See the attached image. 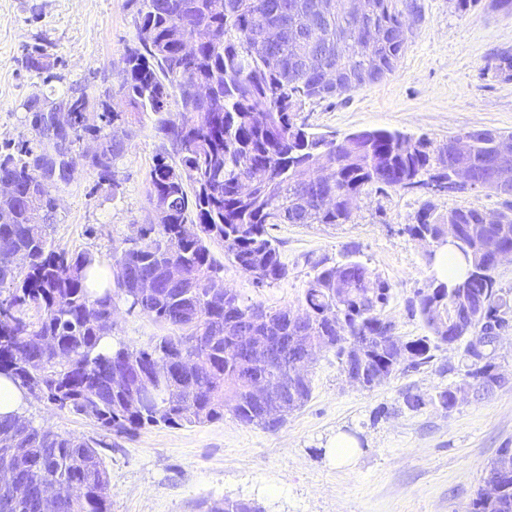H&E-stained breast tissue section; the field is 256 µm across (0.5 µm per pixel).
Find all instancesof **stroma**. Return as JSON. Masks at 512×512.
I'll use <instances>...</instances> for the list:
<instances>
[{
    "label": "stroma",
    "mask_w": 512,
    "mask_h": 512,
    "mask_svg": "<svg viewBox=\"0 0 512 512\" xmlns=\"http://www.w3.org/2000/svg\"><path fill=\"white\" fill-rule=\"evenodd\" d=\"M424 20L395 72L382 81L328 100L308 102L302 119L313 131L343 137L360 129L399 130L446 138L476 129L512 132V80L486 69L493 53L512 47V16L485 0L469 11L452 0H420ZM140 0H0V157L28 147L53 153L42 116L86 96L94 107L65 149L73 169L55 181L50 240L58 250L110 262L153 220L149 173L163 148L156 116H136V134L114 164L113 176L91 167L100 146L92 131L104 126V107L123 111V57L137 44ZM40 56L33 68L29 59ZM439 211L504 208L486 191L427 195L419 190H369L352 223L274 226L288 265L286 279L263 288L225 261L224 285L263 306L302 311L303 292L316 263L341 260L347 246L391 287L385 309L397 333L426 335L411 302L434 282L425 246L406 229L425 201ZM113 335L136 346L164 330L138 313L119 309ZM462 347H440L419 369L397 371L370 390L347 384L336 355L321 352L310 368L312 397L279 430L239 424L232 417L204 426L148 427L116 437L95 423L44 402L27 414L62 434L104 440L112 512H194L200 499L253 500L264 512H465L489 463L512 448V383L486 398L468 396L452 412L408 411L405 390L432 394L460 385ZM356 447L344 463L330 456L337 434Z\"/></svg>",
    "instance_id": "1"
}]
</instances>
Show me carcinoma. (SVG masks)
<instances>
[{"instance_id": "1", "label": "carcinoma", "mask_w": 512, "mask_h": 512, "mask_svg": "<svg viewBox=\"0 0 512 512\" xmlns=\"http://www.w3.org/2000/svg\"><path fill=\"white\" fill-rule=\"evenodd\" d=\"M316 0H140V47L124 57L121 90L131 112L159 115L156 130L163 148L178 161L162 156L151 169V195L167 201V211L140 229L146 239L112 252L113 283L92 288L89 253L59 251L49 242L47 219L55 198L44 189L38 167L48 155L0 158V180L14 184L0 196V374L27 389L37 387L40 399L95 422L116 436L134 435L150 426H201L224 420L230 413L240 424L274 431L285 419L268 421L252 397L251 381L282 378L288 413L312 396L309 376L292 372L300 352L295 336L321 341L347 356L345 343L358 338L362 361L354 365L365 389L382 370L417 369L432 359L431 350L451 339L465 343L469 361L464 384L477 397L493 393L488 381L497 371L494 331L512 325V301L499 288L490 264L489 245L512 247V206L484 212L452 208L440 212L427 201L408 232L435 234L446 224L460 227L453 246L467 271L448 284L434 282L415 302L428 335L405 341L384 315L390 285L357 259L353 246L343 260L315 266L303 296L305 321L287 317V309H266L269 324L254 327L245 316L256 303L224 287V264L208 241L224 244V255L248 274L256 287L288 277L276 244L268 236L273 224H348L354 202L375 187L407 189L427 185L435 174H448L457 159L452 138L414 137L387 129H362L339 143L311 131L298 120L306 102L330 97L323 69H339L345 82L367 75L372 85L392 74L408 48L413 29L395 39L370 46L364 24L387 32L407 19L422 20L417 0H372L367 20L355 16L349 0H337V11L319 21L310 19ZM282 28L274 42L262 37L269 27ZM193 40L197 50L183 55ZM494 70L512 79V48L494 53ZM295 64L288 74L284 62ZM109 130L96 129L101 157L91 160L101 174L134 136L133 119L117 123L107 104ZM472 140L469 163L475 177L492 173L493 144L484 129L467 132ZM332 171L333 180L316 182L311 168ZM183 267L186 279L172 281L169 266ZM150 281L147 294L134 285ZM226 296L215 307L211 297ZM137 312L173 331L154 336L145 347L112 338L119 306ZM237 329L257 342L278 347L264 362L251 359L249 349L227 356ZM124 366L133 374L142 407L129 409L131 389L112 387V369ZM453 388L423 397L407 392L404 407L418 412L440 406L452 412ZM21 436V453L0 446V469H9L30 487L26 499H13L0 485V512H112L110 476L98 451L100 441L61 434L36 425L21 413L0 420V441ZM59 489L55 498L41 495V486ZM483 482L497 485L489 497L478 488L466 512H512V448L493 459ZM196 512H263L254 501L202 499Z\"/></svg>"}]
</instances>
